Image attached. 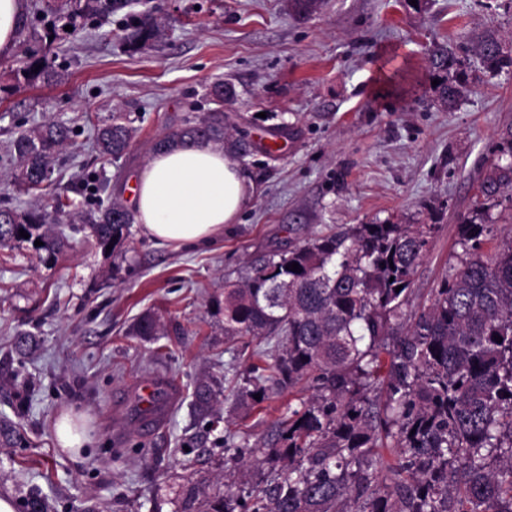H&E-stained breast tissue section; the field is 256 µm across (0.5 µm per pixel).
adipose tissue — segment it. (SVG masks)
I'll use <instances>...</instances> for the list:
<instances>
[{"label": "adipose tissue", "instance_id": "adipose-tissue-1", "mask_svg": "<svg viewBox=\"0 0 512 512\" xmlns=\"http://www.w3.org/2000/svg\"><path fill=\"white\" fill-rule=\"evenodd\" d=\"M133 197L142 233L176 249L207 244L236 223L255 197L237 158L210 143L154 152Z\"/></svg>", "mask_w": 512, "mask_h": 512}]
</instances>
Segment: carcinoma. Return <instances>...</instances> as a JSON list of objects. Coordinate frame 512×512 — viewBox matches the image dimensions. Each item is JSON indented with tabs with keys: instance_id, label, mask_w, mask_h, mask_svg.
<instances>
[{
	"instance_id": "cac0c4a2",
	"label": "carcinoma",
	"mask_w": 512,
	"mask_h": 512,
	"mask_svg": "<svg viewBox=\"0 0 512 512\" xmlns=\"http://www.w3.org/2000/svg\"><path fill=\"white\" fill-rule=\"evenodd\" d=\"M323 0H290L307 16ZM139 44L162 36V19L133 15ZM491 29L476 37L484 72L512 68ZM28 79L52 81L46 56L26 55ZM40 69H35V66ZM440 77L438 101L451 108L466 86L463 61L449 45L430 51ZM214 107L194 124L158 139L152 150L208 141L241 157L240 140L224 128V83L210 90ZM134 137L121 115L95 128L99 155L121 158ZM70 129L42 121L12 142L14 182L25 191L48 180L54 153L66 146ZM496 162L480 185L479 201L458 224L457 263L429 304L410 311L412 275L426 255L435 224H353L282 252L252 257L245 274L224 281V296L212 308L224 315V336L255 345L252 364L236 387L243 411L273 393L311 384L315 394L283 421L276 446L251 448L224 469V491L209 495L197 483L178 493L174 512H512V229L497 237L490 210L512 191V129L502 133ZM104 250L129 235L134 214L113 196L105 207L76 214ZM29 239L52 258L67 237L10 207H0V248ZM298 263L300 271L287 269ZM401 290H396V287ZM405 320V332L395 331ZM131 335L152 341L162 324L142 314ZM502 338L497 342L494 336ZM223 388L204 376L192 393L195 412L212 424ZM397 457L385 462L379 449ZM25 512H48L36 492Z\"/></svg>"
}]
</instances>
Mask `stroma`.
Segmentation results:
<instances>
[{"label": "stroma", "mask_w": 512, "mask_h": 512, "mask_svg": "<svg viewBox=\"0 0 512 512\" xmlns=\"http://www.w3.org/2000/svg\"><path fill=\"white\" fill-rule=\"evenodd\" d=\"M55 2L25 0L19 41L0 56V205L43 209L12 183L8 146L45 120L74 130L53 158L49 194L69 197L74 212L115 194L131 202L154 141L207 112L216 82L233 90L224 126L249 144L240 164L257 193L207 247H161L135 224L120 250L105 252L65 220L69 246L58 259L28 241L0 249V421L19 436L0 444V497L19 505L35 488L55 512H152L158 499L172 512L179 476L222 489L226 449L272 442L312 395L299 385L249 414L233 409L246 364L210 299L249 257L353 224H432L412 276L415 307L455 264L457 225L512 127V69L483 73L471 36L490 28L512 45V0H326L306 17L289 0H151L165 34L142 46L128 9L75 16V36ZM436 44L467 64L468 89L450 110L435 101L427 54ZM30 46L61 81L24 77ZM116 111L136 134L113 160L92 139ZM146 311L165 325L151 342L129 334ZM23 332L37 348L22 361L13 343ZM204 374L224 386L213 431L190 407ZM150 378L169 412L148 437L137 383ZM65 408L87 419L90 441L76 458L55 436Z\"/></svg>", "instance_id": "stroma-1"}]
</instances>
